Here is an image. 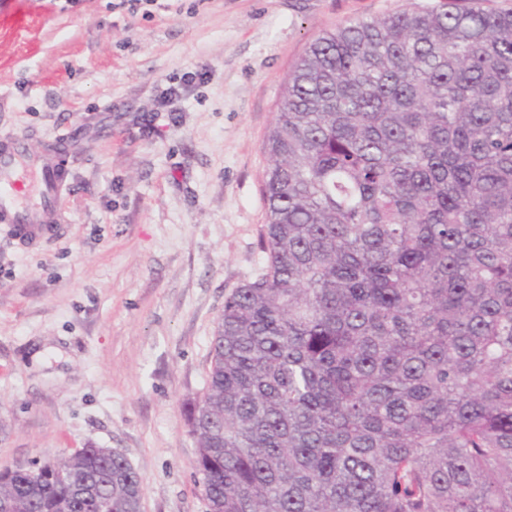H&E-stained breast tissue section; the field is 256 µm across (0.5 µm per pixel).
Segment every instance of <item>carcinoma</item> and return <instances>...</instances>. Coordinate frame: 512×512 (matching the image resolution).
<instances>
[{"label": "carcinoma", "mask_w": 512, "mask_h": 512, "mask_svg": "<svg viewBox=\"0 0 512 512\" xmlns=\"http://www.w3.org/2000/svg\"><path fill=\"white\" fill-rule=\"evenodd\" d=\"M263 150L265 265L185 404L207 512H512V11L326 30ZM88 446L0 471V512H141Z\"/></svg>", "instance_id": "obj_1"}]
</instances>
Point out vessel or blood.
I'll return each mask as SVG.
<instances>
[{
  "instance_id": "b4317fda",
  "label": "vessel or blood",
  "mask_w": 512,
  "mask_h": 512,
  "mask_svg": "<svg viewBox=\"0 0 512 512\" xmlns=\"http://www.w3.org/2000/svg\"><path fill=\"white\" fill-rule=\"evenodd\" d=\"M65 146L58 137L41 157H32L25 139H0V232L24 249L41 247L63 234L55 202L64 180L59 173Z\"/></svg>"
}]
</instances>
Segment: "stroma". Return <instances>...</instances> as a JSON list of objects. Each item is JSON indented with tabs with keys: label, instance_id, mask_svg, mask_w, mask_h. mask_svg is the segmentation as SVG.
Here are the masks:
<instances>
[{
	"label": "stroma",
	"instance_id": "obj_1",
	"mask_svg": "<svg viewBox=\"0 0 512 512\" xmlns=\"http://www.w3.org/2000/svg\"><path fill=\"white\" fill-rule=\"evenodd\" d=\"M411 2L0 0V138L38 155L73 133L65 233L0 236V469L111 448L142 512H206L183 405L225 297L264 265L282 85L323 30Z\"/></svg>",
	"mask_w": 512,
	"mask_h": 512
}]
</instances>
